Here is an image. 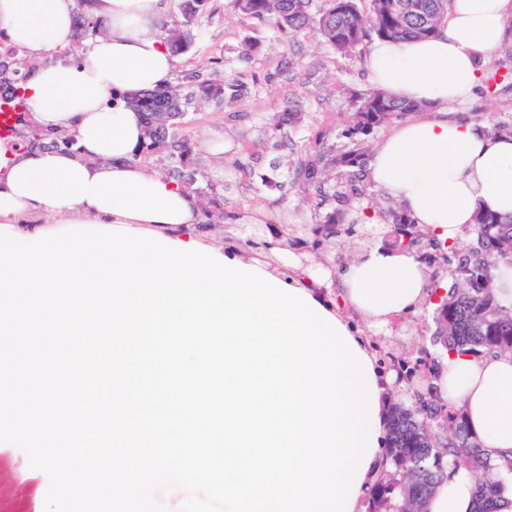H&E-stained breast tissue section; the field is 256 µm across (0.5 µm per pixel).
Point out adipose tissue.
<instances>
[{
	"instance_id": "1",
	"label": "adipose tissue",
	"mask_w": 512,
	"mask_h": 512,
	"mask_svg": "<svg viewBox=\"0 0 512 512\" xmlns=\"http://www.w3.org/2000/svg\"><path fill=\"white\" fill-rule=\"evenodd\" d=\"M171 0H0V43L22 49L32 65L19 94L30 122L73 138V149L20 150L0 137V224L28 236L70 224L161 231L192 227L195 195L132 163L144 140L126 97L169 80L177 59L165 34ZM102 19L78 61L61 58L79 12ZM512 18V0H449L447 22L431 39H374L366 80L416 102L428 117L404 123L369 163L375 186L439 241L456 242L477 212L512 214V136L448 115L483 85L485 65ZM289 286L309 294L348 327L362 352L369 340L351 315L381 328L437 300L412 253L374 248L337 273L308 267ZM437 384L459 407L468 430L496 463L512 460V354H440ZM470 471L447 469L426 512H476Z\"/></svg>"
}]
</instances>
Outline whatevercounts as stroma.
Segmentation results:
<instances>
[{
  "label": "stroma",
  "mask_w": 512,
  "mask_h": 512,
  "mask_svg": "<svg viewBox=\"0 0 512 512\" xmlns=\"http://www.w3.org/2000/svg\"><path fill=\"white\" fill-rule=\"evenodd\" d=\"M194 43L179 55L177 72H200L216 81L241 84V97L216 109L200 101L190 130L207 172L230 161L240 166L237 189L225 193L224 209L272 213L288 209L299 224H321L332 212L388 221L393 199L371 180L352 193L346 170H328L321 182L306 181L308 161L341 154L351 146L353 115L371 88L365 80L366 45L341 54L315 31L294 34L239 15L231 0H210L193 25ZM486 87L459 107V118L512 135V22L486 66ZM290 123L273 129L283 112ZM433 310L400 317L378 340L410 359L431 349ZM47 475L31 468L17 446L0 445V512H45Z\"/></svg>",
  "instance_id": "35a3bbf8"
}]
</instances>
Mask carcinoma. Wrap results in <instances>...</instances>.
Listing matches in <instances>:
<instances>
[{"label": "carcinoma", "instance_id": "carcinoma-1", "mask_svg": "<svg viewBox=\"0 0 512 512\" xmlns=\"http://www.w3.org/2000/svg\"><path fill=\"white\" fill-rule=\"evenodd\" d=\"M311 0H234V8L244 17L259 21L268 20L278 28L301 33L313 23L326 42L337 52H347L374 36L384 38L429 39L438 34L446 23V0H370V8L361 9L357 0H343L338 7L336 0H327L328 7L318 19L310 16ZM208 0H179L178 9L183 17L180 27L169 31L166 42L175 54L188 51L193 42L191 25L202 15ZM103 27V21H93L80 16L75 41L68 54L75 56L83 42ZM25 54L15 47L0 49V86H7L5 100L24 108L18 94L20 84L27 77ZM204 99L224 106V84L201 77L196 73L181 77V82L143 91L126 99L127 104L140 112L143 118L144 142L133 154L132 160L143 155L158 154L167 160L163 174L180 186L199 193L198 177L206 174L200 168L196 142L184 131L188 124L189 105L195 99ZM421 106L400 100L377 91L363 99L355 113L351 130L353 135H368L391 118L416 112ZM19 145L35 147L74 146V141L64 135L51 136L22 120L14 129ZM364 152L361 144L331 159L334 165L350 168V186L362 181ZM391 224L385 230L391 245L402 247L401 230L396 225L412 227L413 250L422 262L430 265L436 257L424 251V244L443 252V261L450 269L452 283L448 293L434 310L432 344L444 351L460 350L471 354L512 352V305L498 297L493 284V270L500 263L512 265V215L502 216L480 211L476 214L467 235L471 242L461 250L455 245L441 243L413 222L401 208L389 210ZM255 224H279L291 245L307 242L303 231L282 210L271 214H250ZM203 223L212 231L229 237L228 248L241 249L243 244L233 241L236 225L230 223L224 206L220 203L204 209ZM326 239L342 238L350 248H362L360 235L353 233L355 221L346 220L341 214H331L326 219ZM381 354L380 362L408 380L429 379L436 376V364L426 368L418 361L397 357L375 343ZM386 455L392 468L372 489L370 512H424V503L434 484L441 476L444 464L450 460L476 474L480 512H493L494 499L505 485L506 477L480 450V443L470 436L462 413L448 407L442 397L421 411L397 406L390 419Z\"/></svg>", "mask_w": 512, "mask_h": 512}]
</instances>
